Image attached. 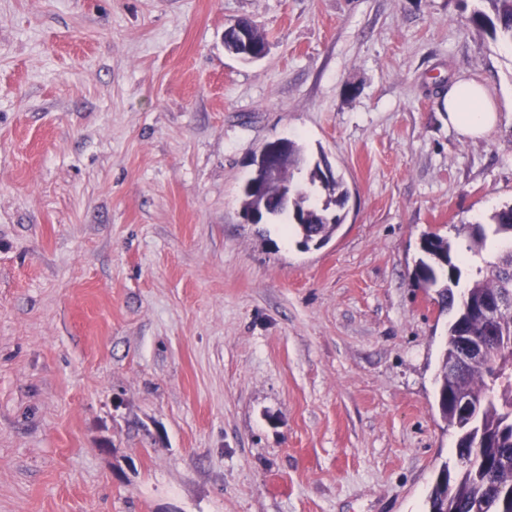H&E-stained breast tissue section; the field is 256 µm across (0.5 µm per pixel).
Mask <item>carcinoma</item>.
<instances>
[{"label": "carcinoma", "mask_w": 512, "mask_h": 512, "mask_svg": "<svg viewBox=\"0 0 512 512\" xmlns=\"http://www.w3.org/2000/svg\"><path fill=\"white\" fill-rule=\"evenodd\" d=\"M469 23L506 46L512 47V0H479ZM310 170L311 184H322L327 193L325 207L308 203L300 196L294 203L281 202L276 189L265 196L264 210L257 222L288 214L300 236L299 246L320 248L328 243L344 223L343 209L349 197L341 178L323 179L322 165ZM467 251L480 258L472 268L462 302L454 306V288L462 271L454 261L452 244L438 234H427L420 245L422 257L415 266L416 279L437 289L439 303L451 313L438 380L436 405L442 420L456 429L455 457L467 462L443 463L427 496L428 512H512V314L505 317L500 336L490 343L493 364L477 362L467 377L448 376V364L460 353L464 335L483 338L473 306L495 294L512 295V206H504L489 216V222L462 227ZM465 393L472 399V412L458 413L456 398Z\"/></svg>", "instance_id": "carcinoma-1"}]
</instances>
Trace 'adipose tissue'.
Returning a JSON list of instances; mask_svg holds the SVG:
<instances>
[{"instance_id": "ef3b65f1", "label": "adipose tissue", "mask_w": 512, "mask_h": 512, "mask_svg": "<svg viewBox=\"0 0 512 512\" xmlns=\"http://www.w3.org/2000/svg\"><path fill=\"white\" fill-rule=\"evenodd\" d=\"M448 125L468 139L490 132L500 120V110L486 86L475 79L455 82L448 91Z\"/></svg>"}]
</instances>
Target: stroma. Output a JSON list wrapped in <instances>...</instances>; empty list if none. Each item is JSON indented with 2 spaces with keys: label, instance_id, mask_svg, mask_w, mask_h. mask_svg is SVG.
<instances>
[{
  "label": "stroma",
  "instance_id": "1",
  "mask_svg": "<svg viewBox=\"0 0 512 512\" xmlns=\"http://www.w3.org/2000/svg\"><path fill=\"white\" fill-rule=\"evenodd\" d=\"M476 5L0 0V512H426L456 435L421 239L512 205ZM242 17L261 60L224 47ZM278 137L349 189L321 248L242 219ZM499 113L488 89L478 80L457 81L448 90V127L462 137H483L498 124Z\"/></svg>",
  "mask_w": 512,
  "mask_h": 512
}]
</instances>
